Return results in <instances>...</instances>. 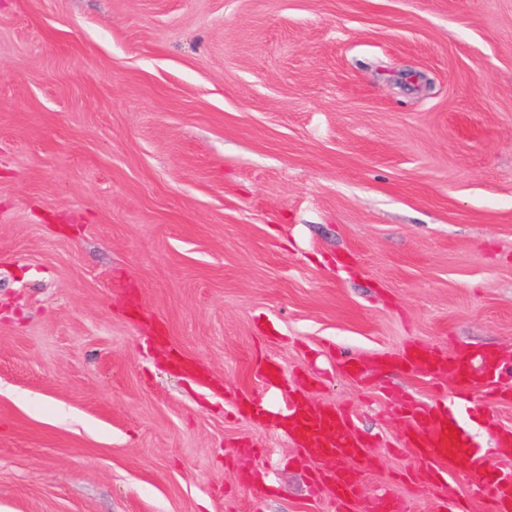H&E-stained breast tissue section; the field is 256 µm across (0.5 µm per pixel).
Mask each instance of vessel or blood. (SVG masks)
Here are the masks:
<instances>
[{
    "mask_svg": "<svg viewBox=\"0 0 512 512\" xmlns=\"http://www.w3.org/2000/svg\"><path fill=\"white\" fill-rule=\"evenodd\" d=\"M379 368L395 367L409 374L417 371L441 378H454L448 394L431 404L396 400V410L408 419L403 439L411 451L416 476L447 481L461 459L472 464L471 483L487 512H512V473L487 461V451L473 441V429L487 434L496 447L512 446V428L503 426L488 406L475 401L483 390L497 401L512 400V382L500 375L504 358L495 351H445L419 343L396 354L377 357ZM308 376L290 391V406L280 414L277 426L287 433L302 461L319 463L317 481L332 493L336 512H351L363 492L362 463L366 444L356 432L349 410L337 409L311 400L306 390L314 384Z\"/></svg>",
    "mask_w": 512,
    "mask_h": 512,
    "instance_id": "1",
    "label": "vessel or blood"
}]
</instances>
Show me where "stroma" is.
<instances>
[{
    "mask_svg": "<svg viewBox=\"0 0 512 512\" xmlns=\"http://www.w3.org/2000/svg\"><path fill=\"white\" fill-rule=\"evenodd\" d=\"M413 342L512 355V0H0V512H334L265 361L434 512Z\"/></svg>",
    "mask_w": 512,
    "mask_h": 512,
    "instance_id": "1",
    "label": "stroma"
}]
</instances>
